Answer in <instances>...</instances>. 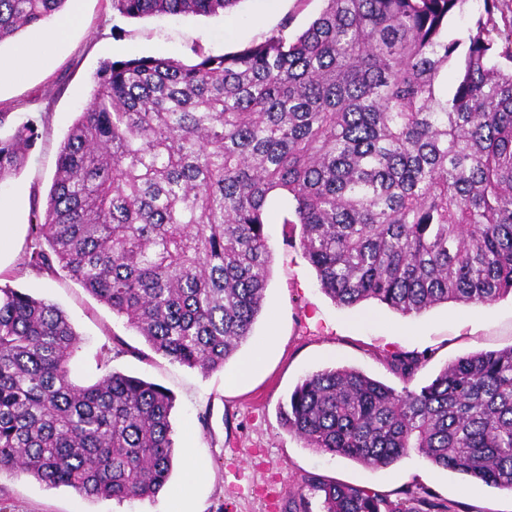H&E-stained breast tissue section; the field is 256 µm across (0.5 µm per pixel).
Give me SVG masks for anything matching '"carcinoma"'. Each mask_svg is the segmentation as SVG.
<instances>
[{
	"instance_id": "1",
	"label": "carcinoma",
	"mask_w": 512,
	"mask_h": 512,
	"mask_svg": "<svg viewBox=\"0 0 512 512\" xmlns=\"http://www.w3.org/2000/svg\"><path fill=\"white\" fill-rule=\"evenodd\" d=\"M67 0H0V44ZM124 18L216 16L240 0H111ZM288 24L194 62L107 61L61 146L44 215L33 202L26 263L62 271L158 354L203 374L224 367L262 311L268 200L291 198L299 247L341 306L402 315L512 292V45L466 0H324ZM467 45L459 53L461 45ZM456 81L448 88V65ZM32 124L0 137V182L24 165ZM79 338L54 304L0 287V471L119 502L167 484L173 397L110 372L70 378ZM425 358L393 355L395 388L346 366L305 377L280 422L305 446L381 469L414 450L512 491V346L456 358L410 386ZM322 512H452L308 481ZM482 15L484 21H486V16L482 10V0L466 1L450 19L448 34L451 37H465L468 29L473 28Z\"/></svg>"
}]
</instances>
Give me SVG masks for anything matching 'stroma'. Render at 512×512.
Here are the masks:
<instances>
[{
	"mask_svg": "<svg viewBox=\"0 0 512 512\" xmlns=\"http://www.w3.org/2000/svg\"><path fill=\"white\" fill-rule=\"evenodd\" d=\"M322 0H241L212 17L186 15L126 19L110 0H81L78 22L48 57L0 85L1 135L33 122L39 136L19 173L0 184V284L54 303L79 336L69 360L71 379L88 386L109 372L154 382L174 397L170 421L175 457L168 484L152 498L123 503L86 498L68 487H49L33 477L0 473V512H167L169 498L184 485L185 466L198 480L189 487L191 512H284L286 490L316 476L369 489L397 501L423 489L455 512H512V492L437 468L409 453L385 469L306 448L286 431L278 408L308 373L351 366L397 387L390 361L404 351L426 355L414 385L426 384L448 362L471 352L512 346V296L490 306L445 303L404 316L364 302L334 303L317 286L299 246L289 244L283 207L269 206L265 229L272 261L265 304L236 356L209 374L155 353L124 318L112 313L65 274L26 266L31 241L32 199L46 197L60 146L91 99L101 62L130 57L193 61V46L205 53L235 52L281 24L298 34L316 18ZM255 358L254 373L239 377L243 360Z\"/></svg>",
	"mask_w": 512,
	"mask_h": 512,
	"instance_id": "1",
	"label": "stroma"
}]
</instances>
